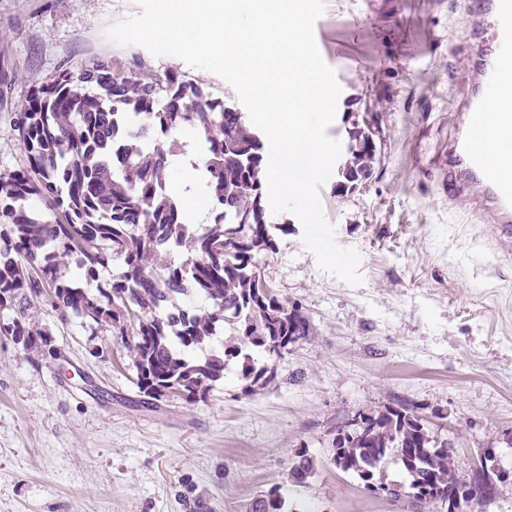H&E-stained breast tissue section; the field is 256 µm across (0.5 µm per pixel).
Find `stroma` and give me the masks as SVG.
<instances>
[{"instance_id": "1", "label": "stroma", "mask_w": 512, "mask_h": 512, "mask_svg": "<svg viewBox=\"0 0 512 512\" xmlns=\"http://www.w3.org/2000/svg\"><path fill=\"white\" fill-rule=\"evenodd\" d=\"M134 0H0V175L27 155L16 123L34 89L102 58L140 78L173 70L216 98L227 83L106 28ZM466 0H326L314 35L341 95L327 133L370 128L376 157L352 192L321 190L338 244L361 255L360 285L320 270L292 213L256 255L262 279L299 306L312 334L269 361L276 378L246 392L237 365L207 401L143 404L119 331L48 304L35 314L57 357L0 336V512H246L281 485L293 512H404L331 463L360 413L409 409L455 450L458 475L480 456L503 477L486 512H512V264L449 200L444 166L468 94L474 40ZM316 459L288 483L297 452Z\"/></svg>"}]
</instances>
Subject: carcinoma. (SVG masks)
<instances>
[{"label": "carcinoma", "instance_id": "carcinoma-1", "mask_svg": "<svg viewBox=\"0 0 512 512\" xmlns=\"http://www.w3.org/2000/svg\"><path fill=\"white\" fill-rule=\"evenodd\" d=\"M164 95L155 83L112 70L93 58L78 72L65 71L42 88L20 113V141L28 167L0 176V336L25 351L53 357L51 334L30 323L29 310L45 301L65 319L75 314L110 324L125 334L132 328L136 387L146 401L176 397L187 404L206 399L234 361L249 386H267L273 371L253 352L282 354L312 334L310 322L280 300L262 280L254 255L275 248L268 221L262 172L267 155L261 136L241 112L211 96L203 86L174 71L162 75ZM90 85L93 92L79 87ZM187 124L205 136L206 186L211 223L185 221L179 199L169 192L166 173L171 151L153 143L157 132ZM374 154L352 151L341 168L345 181L370 175ZM50 195L65 222L48 221L29 200ZM173 251L175 264L158 265ZM72 257L84 285L64 278L59 255ZM117 255L123 271L108 288L94 285L98 267ZM194 293L209 308L196 314L179 306ZM235 337L201 357V349L224 325ZM357 430L338 434L331 463L356 474L372 493L405 499L411 512H485L496 486L479 463L464 480L450 473L454 448L425 433L404 408L359 414ZM400 461L408 483L384 481V465ZM316 472L313 458L299 452L288 479L304 484ZM277 484L259 495L251 512H288Z\"/></svg>", "mask_w": 512, "mask_h": 512}]
</instances>
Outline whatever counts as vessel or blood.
I'll return each mask as SVG.
<instances>
[{
  "mask_svg": "<svg viewBox=\"0 0 512 512\" xmlns=\"http://www.w3.org/2000/svg\"><path fill=\"white\" fill-rule=\"evenodd\" d=\"M475 40L470 93L459 114L457 137L448 147V196L476 214L490 248L512 259V0H470L466 17ZM495 102L494 123L485 106ZM500 134L489 158L482 140Z\"/></svg>",
  "mask_w": 512,
  "mask_h": 512,
  "instance_id": "obj_1",
  "label": "vessel or blood"
}]
</instances>
